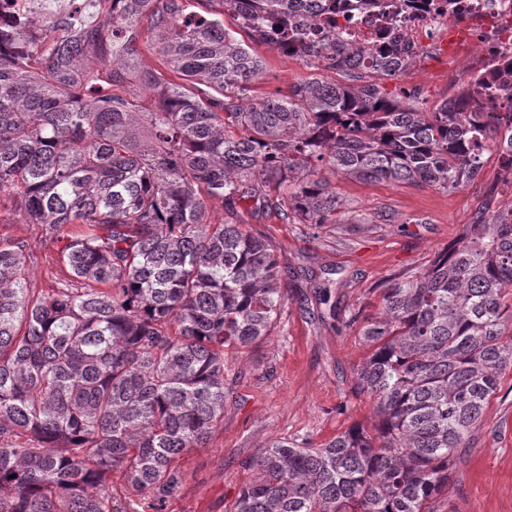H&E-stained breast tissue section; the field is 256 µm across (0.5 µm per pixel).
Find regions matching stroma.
<instances>
[{"label": "stroma", "instance_id": "obj_1", "mask_svg": "<svg viewBox=\"0 0 512 512\" xmlns=\"http://www.w3.org/2000/svg\"><path fill=\"white\" fill-rule=\"evenodd\" d=\"M255 50L265 62L258 94H287L314 73L302 58L261 44ZM473 51L469 45L450 58L421 45L402 75L383 80L382 91L434 111L451 98L450 81L463 79ZM483 161L476 179L453 192L333 176L339 207L332 224H286L259 202L243 203L233 221L275 248L285 309L259 347L225 356L224 420L207 447L180 459L181 480L164 512H231L252 476L246 460L269 441L314 448L352 424L372 425V404L354 388L353 371L367 347L353 317L375 313L393 276L423 269L472 223L499 173L495 153ZM0 234L27 241L31 285L50 287L57 249L42 225L0 207ZM324 286L331 291L325 304L316 296ZM437 512H512V368L503 371Z\"/></svg>", "mask_w": 512, "mask_h": 512}]
</instances>
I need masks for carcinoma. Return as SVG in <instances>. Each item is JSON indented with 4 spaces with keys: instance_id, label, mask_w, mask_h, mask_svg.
<instances>
[{
    "instance_id": "carcinoma-1",
    "label": "carcinoma",
    "mask_w": 512,
    "mask_h": 512,
    "mask_svg": "<svg viewBox=\"0 0 512 512\" xmlns=\"http://www.w3.org/2000/svg\"><path fill=\"white\" fill-rule=\"evenodd\" d=\"M68 4L0 23V204L42 225L64 268L32 288L26 242L0 236V512H130L114 473L163 512L177 460L224 420V354L259 346L285 307L273 246L211 221L213 205L234 212L272 185L299 223L327 224L338 202L321 163L448 192L505 136L512 176V114L483 111L469 86L434 112L389 98L367 78L406 70L398 35L330 57L303 40L336 0ZM226 12L348 83L254 96L263 62ZM495 191L364 318L354 381L373 427L317 448L270 442L246 461L254 478L232 512H435L512 367V204L493 206Z\"/></svg>"
}]
</instances>
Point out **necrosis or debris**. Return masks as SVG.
Segmentation results:
<instances>
[{
    "label": "necrosis or debris",
    "instance_id": "1",
    "mask_svg": "<svg viewBox=\"0 0 512 512\" xmlns=\"http://www.w3.org/2000/svg\"><path fill=\"white\" fill-rule=\"evenodd\" d=\"M380 2L381 9L365 10L360 0H346L335 22L317 32L324 48L339 40L371 44L387 27L413 48L427 36L461 28L476 46L466 62L474 82L488 85L495 75L512 69V0H421L400 14L393 12L391 0Z\"/></svg>",
    "mask_w": 512,
    "mask_h": 512
}]
</instances>
